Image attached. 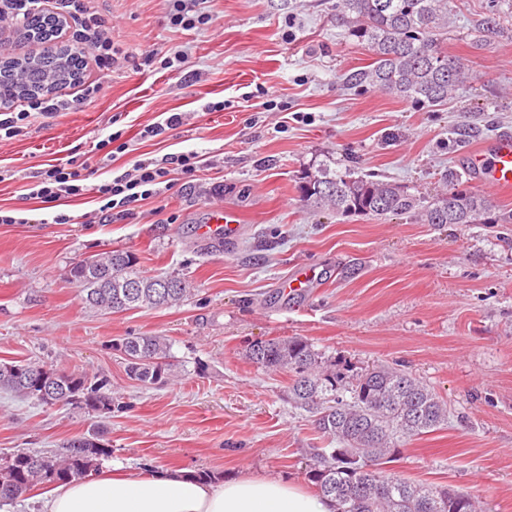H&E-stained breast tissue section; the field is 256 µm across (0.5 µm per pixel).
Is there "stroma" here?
<instances>
[{"label":"stroma","mask_w":512,"mask_h":512,"mask_svg":"<svg viewBox=\"0 0 512 512\" xmlns=\"http://www.w3.org/2000/svg\"><path fill=\"white\" fill-rule=\"evenodd\" d=\"M334 0H211L212 20L172 26L166 0H94L122 57L95 102L0 143V361L36 360L109 380L125 403L99 419L0 390V456L48 452L103 427L112 461L207 471L217 479L279 476L305 490L310 451L327 447L312 414L288 400L285 373L258 369L250 343L302 337L359 373L400 365L447 404L440 429L400 444L389 473L469 493L480 512H512V224H420L341 217L303 206L298 182L325 159L433 195L464 156L512 131V0H452L445 46L474 77L430 109L351 84L372 55L332 20ZM496 18L487 29L485 18ZM182 50L183 72L142 67L152 48ZM274 109H266L267 99ZM223 103L220 111L208 104ZM178 113L180 126L141 138ZM122 131L125 151L99 148ZM196 151L165 194L100 212L91 185L142 156ZM84 170L85 194L44 203L28 188L50 166ZM241 216L230 243L200 235L209 208ZM65 214L69 223L53 218ZM115 247L146 274L187 280L181 305L99 314L67 281L71 263ZM309 272L304 297L287 276ZM158 334L172 343L176 381L128 378L112 342Z\"/></svg>","instance_id":"stroma-1"}]
</instances>
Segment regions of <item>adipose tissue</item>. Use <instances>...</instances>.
Masks as SVG:
<instances>
[{"label": "adipose tissue", "instance_id": "obj_1", "mask_svg": "<svg viewBox=\"0 0 512 512\" xmlns=\"http://www.w3.org/2000/svg\"><path fill=\"white\" fill-rule=\"evenodd\" d=\"M41 512H333L329 500L271 477L209 482L185 470L105 464L39 495Z\"/></svg>", "mask_w": 512, "mask_h": 512}]
</instances>
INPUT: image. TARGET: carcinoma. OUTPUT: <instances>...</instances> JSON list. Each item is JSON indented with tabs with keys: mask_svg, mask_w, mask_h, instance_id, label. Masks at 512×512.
Masks as SVG:
<instances>
[{
	"mask_svg": "<svg viewBox=\"0 0 512 512\" xmlns=\"http://www.w3.org/2000/svg\"><path fill=\"white\" fill-rule=\"evenodd\" d=\"M333 16L350 37L373 55L369 68L354 75L357 84L377 87L398 98L440 107L471 78L468 61L443 47L448 30V0H336ZM35 66L11 73L8 82L25 90L47 83L63 86L82 69L77 52L64 49ZM300 201L310 209L341 216L384 219L409 215L422 224H512V210L492 214L488 200L455 179L431 197L411 191L376 173H357L326 160L306 173ZM88 264H71L70 281L78 284L86 307L105 313L162 308L191 294L176 276L143 274L134 253L108 251ZM112 348L123 353L128 377L142 385L164 384L174 377L172 344L158 335L129 334ZM247 357L266 371L286 372L288 398L313 414L318 431L332 448H313L308 479L329 498L334 512H477L475 501L446 487L411 484L383 469L396 441L430 432L448 421L447 405L409 374L380 365L361 374L326 365L313 345L301 337L275 338L249 344ZM38 367L65 390L67 401L112 406L108 380L86 373L62 372L38 362L0 363V389L52 407L40 398L27 373ZM104 429L76 436L51 453L18 451L0 458V501L15 500L37 487L63 482L99 469L112 455L102 443Z\"/></svg>",
	"mask_w": 512,
	"mask_h": 512,
	"instance_id": "cac0c4a2",
	"label": "carcinoma"
}]
</instances>
